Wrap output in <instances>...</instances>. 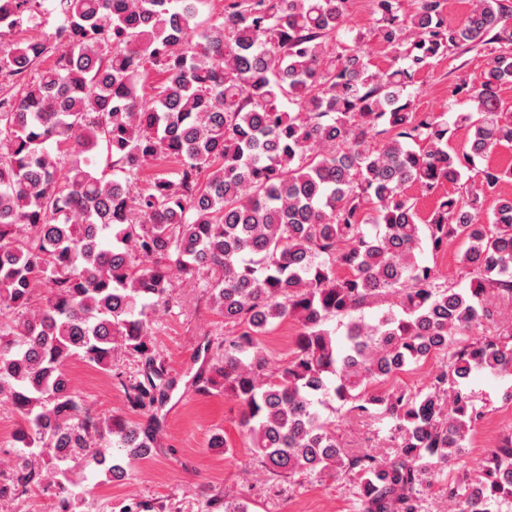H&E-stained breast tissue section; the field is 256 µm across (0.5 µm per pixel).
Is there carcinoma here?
<instances>
[{"mask_svg":"<svg viewBox=\"0 0 512 512\" xmlns=\"http://www.w3.org/2000/svg\"><path fill=\"white\" fill-rule=\"evenodd\" d=\"M349 2L232 0L194 41L205 0H0V30L57 18L49 37L0 47V403L18 412L22 445L0 498L38 490L55 512H75L70 463L121 479L157 447L153 411L168 382L152 317L169 305L173 276L204 269L224 323L242 331L197 384L239 402L266 470L349 476L368 512H417L421 476L461 458L482 415L471 375H512V314L500 307L512 302V196L497 195L482 221L512 167L476 168L512 148L500 97L512 84V0H473L456 26L440 0L411 13L374 0L384 70L361 38L343 40ZM491 44L487 66L453 89L472 111L452 122L413 111L418 72ZM151 68L164 80L147 106L138 86ZM454 127L468 132L462 152ZM103 151L110 174L97 165ZM166 159L177 168L136 188ZM446 184L465 191L419 223L405 188ZM451 239L466 245L463 286L419 259ZM42 285L49 295L35 307ZM388 295L395 305L360 315ZM345 316L339 335L331 322ZM289 318L301 326L294 355L271 368L258 337ZM119 345L148 364L129 394L144 422L96 418L71 386L73 361L109 371ZM431 357L442 362L426 390L371 389ZM329 399L358 419L389 418L394 456L343 448L321 412ZM104 430L108 449L95 445ZM445 493L457 512L512 503V437L475 482Z\"/></svg>","mask_w":512,"mask_h":512,"instance_id":"carcinoma-1","label":"carcinoma"}]
</instances>
